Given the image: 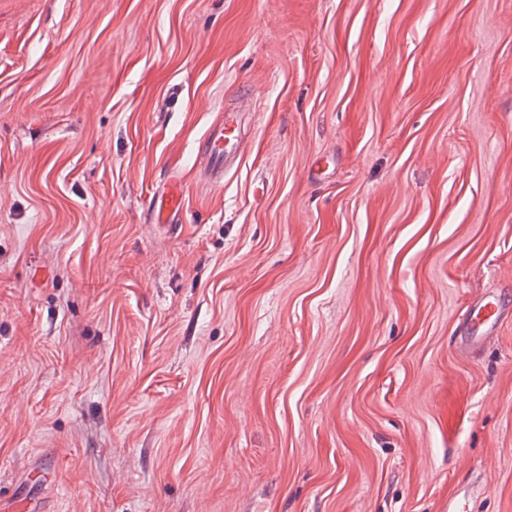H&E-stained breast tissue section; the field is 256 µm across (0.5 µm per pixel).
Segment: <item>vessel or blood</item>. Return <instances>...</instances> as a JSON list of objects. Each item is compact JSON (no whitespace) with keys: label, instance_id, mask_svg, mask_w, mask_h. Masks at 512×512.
<instances>
[{"label":"vessel or blood","instance_id":"obj_1","mask_svg":"<svg viewBox=\"0 0 512 512\" xmlns=\"http://www.w3.org/2000/svg\"><path fill=\"white\" fill-rule=\"evenodd\" d=\"M243 114L228 110L223 120L206 132L197 149L198 165L213 188L224 186V168L227 161L236 157L243 145ZM184 205V190L181 183H174L153 204L157 217H174ZM507 304L500 295H490L476 302L464 323L467 334L487 333L497 324Z\"/></svg>","mask_w":512,"mask_h":512}]
</instances>
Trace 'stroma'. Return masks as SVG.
<instances>
[{"label":"stroma","instance_id":"stroma-1","mask_svg":"<svg viewBox=\"0 0 512 512\" xmlns=\"http://www.w3.org/2000/svg\"><path fill=\"white\" fill-rule=\"evenodd\" d=\"M500 290L512 0H0L1 497L512 512ZM242 126V112L226 110L224 119L208 129L197 149V167H200L207 182L215 189L223 188L225 165L241 151L244 141ZM184 205V190L179 182H175L160 198L153 203V211L156 212L157 219L164 216L174 218L180 214ZM506 309L509 310V307L501 295L494 294L481 299L473 305L465 320V333L472 337L474 333L485 334L491 331Z\"/></svg>","mask_w":512,"mask_h":512}]
</instances>
